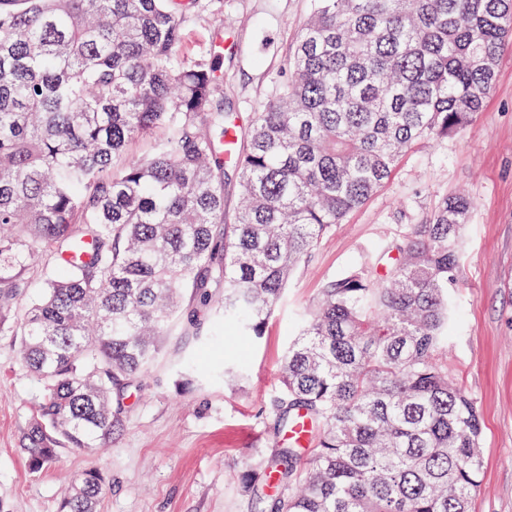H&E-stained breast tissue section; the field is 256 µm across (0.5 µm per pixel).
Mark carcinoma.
Returning <instances> with one entry per match:
<instances>
[{"label": "carcinoma", "instance_id": "carcinoma-1", "mask_svg": "<svg viewBox=\"0 0 512 512\" xmlns=\"http://www.w3.org/2000/svg\"><path fill=\"white\" fill-rule=\"evenodd\" d=\"M191 5L0 0V324L39 381L37 470L112 439L160 340L196 326L185 298L222 288L224 321L263 336L296 269L400 159L471 123L512 39V0H314L287 79L242 128L217 103L223 56L179 55ZM471 210L447 198L323 282L274 401L308 419L310 466L290 482L282 448L245 490L275 483L277 512H470L480 413L446 348ZM45 254L42 297L14 307ZM102 487L85 471L61 512H96Z\"/></svg>", "mask_w": 512, "mask_h": 512}]
</instances>
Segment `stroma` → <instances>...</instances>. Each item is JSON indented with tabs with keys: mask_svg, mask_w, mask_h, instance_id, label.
<instances>
[{
	"mask_svg": "<svg viewBox=\"0 0 512 512\" xmlns=\"http://www.w3.org/2000/svg\"><path fill=\"white\" fill-rule=\"evenodd\" d=\"M312 0H205L190 15L182 53L193 60L215 36L224 44L222 102L248 124L275 83ZM234 26L223 27L225 16ZM473 201L453 294L448 362L476 401L483 468L472 512H512V43L497 80L458 136L415 146L391 177L350 212L293 274L260 340L223 316L200 314L185 336H169L140 377L112 445L64 450L60 463L31 471L22 449L36 378L18 365L19 338L0 330V512H59L75 478L98 470L97 512H276L277 488L250 494L239 476L277 446L278 370L321 282L364 260L401 225L422 224L447 196ZM239 366L235 380L224 368Z\"/></svg>",
	"mask_w": 512,
	"mask_h": 512,
	"instance_id": "obj_1",
	"label": "stroma"
}]
</instances>
